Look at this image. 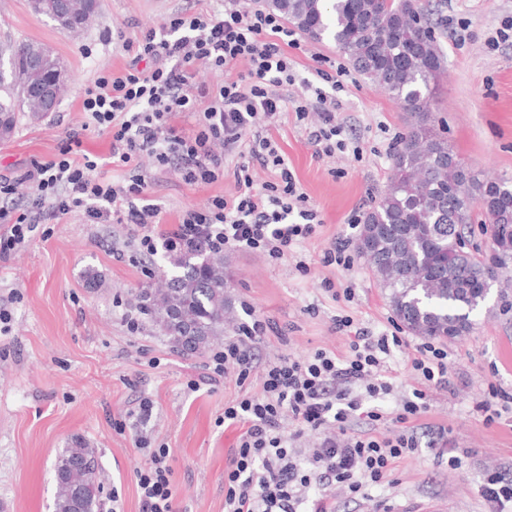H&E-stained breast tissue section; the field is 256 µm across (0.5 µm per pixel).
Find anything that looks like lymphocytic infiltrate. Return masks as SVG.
<instances>
[{"instance_id": "obj_1", "label": "lymphocytic infiltrate", "mask_w": 512, "mask_h": 512, "mask_svg": "<svg viewBox=\"0 0 512 512\" xmlns=\"http://www.w3.org/2000/svg\"><path fill=\"white\" fill-rule=\"evenodd\" d=\"M294 29L275 12L224 0L221 13L183 10L127 41L124 70L97 75L87 86L82 110L86 127L111 137L112 165L125 170L114 182L97 175L95 155L82 150L78 132L48 160H34L22 173L0 172V259L25 245L40 224L79 213L90 224H123L131 232L129 260L152 275L158 250L200 244L263 254L278 264L292 260L300 273L310 265L297 247L312 237L321 219L297 187L279 142L270 130L284 112L296 122L317 157L361 159L359 137L337 119V97L350 77L344 66L312 53L317 82L297 84L289 49L299 48ZM223 75L213 89L192 82L195 68ZM193 121L191 132L177 118ZM237 156V191L215 195L184 209L175 227L160 230V208L146 192L141 156L156 170L178 169L190 184L224 177V157ZM245 318L204 368L210 380L234 378L245 388L259 377L261 391L224 405V418L241 425L224 471V512H334L337 493L369 499L393 462L419 452L412 424L429 407L428 390H414L391 422L393 433L359 434L356 423L381 421L374 401L391 395L382 371L393 351L412 349V369L437 390L448 388V352L430 341L410 344L398 334L379 335L335 316L331 329L346 334L349 354L318 349L300 359L258 362L256 346L279 335L277 324L245 307ZM293 432H285V423ZM324 432L314 448L297 442L305 430ZM136 472L140 512H174L170 449L151 448Z\"/></svg>"}]
</instances>
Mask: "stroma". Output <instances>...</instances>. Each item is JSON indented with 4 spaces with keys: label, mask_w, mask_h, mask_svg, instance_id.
<instances>
[{
    "label": "stroma",
    "mask_w": 512,
    "mask_h": 512,
    "mask_svg": "<svg viewBox=\"0 0 512 512\" xmlns=\"http://www.w3.org/2000/svg\"><path fill=\"white\" fill-rule=\"evenodd\" d=\"M185 0H98L95 22L78 33L60 29L36 13L30 0H0V34L47 46L62 62L67 92L56 111L39 118L21 115L15 133L0 140V171H19L32 160L58 153L69 131L81 133L82 148L105 158L110 140L83 130L85 88L103 71L120 72L128 55L116 32L135 37L184 7ZM440 16L464 20L468 39L457 44L445 26L436 35L444 73L431 108L441 118L439 132L455 155L480 177H512V45L488 50L485 38L512 16V0H445ZM340 98L339 115L351 119L363 140V158L333 161L315 157L295 122L283 116L273 136L279 141L297 185L322 218L316 233L298 250L309 265L301 274L292 261L273 264L259 253H224V294L242 321V303L274 320L288 341L268 338L259 358L302 357L323 348L348 353L347 336L333 332V316H348L374 333L392 330L397 319L386 293L362 256L351 268L324 265L327 248L351 235V216L369 210L392 173L386 131H407L413 119L379 86L354 76ZM148 192L162 208V227L171 229L179 213L214 195L236 191L233 163L224 178L208 186L183 181L179 171L162 173L142 158ZM127 230L120 224H89L72 213L45 225L9 260L0 261V295L15 293L8 334H0V512H53L55 462L73 440L96 451L102 485L98 512H112L120 497L123 512H139L135 471L147 460L136 442L173 451L172 484L176 512H224V469L239 430L224 426L225 402L237 394L234 379H204L202 364L222 348L233 328L193 354H180L153 324L143 335L127 333L115 299L137 303L141 289L158 287L140 267L118 259ZM98 277L88 282L86 268ZM352 288L351 300H334L323 279ZM473 332L449 341L450 391H434L430 407L416 423L419 453L396 460L370 499L336 498V512H375L384 500L401 507L411 501H446L451 512H488L478 489L488 470L512 477V417L485 424L472 403L489 382L512 389V288L493 292L471 313ZM156 366H149V359ZM386 381L394 387L382 404L398 402L421 388L405 353L387 361ZM450 431L451 446L436 443L438 427ZM469 450L460 468L448 466L450 450Z\"/></svg>",
    "instance_id": "1"
}]
</instances>
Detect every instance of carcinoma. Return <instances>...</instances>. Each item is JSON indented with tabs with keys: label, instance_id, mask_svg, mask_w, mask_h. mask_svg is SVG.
Returning a JSON list of instances; mask_svg holds the SVG:
<instances>
[{
	"label": "carcinoma",
	"instance_id": "cac0c4a2",
	"mask_svg": "<svg viewBox=\"0 0 512 512\" xmlns=\"http://www.w3.org/2000/svg\"><path fill=\"white\" fill-rule=\"evenodd\" d=\"M69 29L89 21L88 0H68ZM268 6L315 40L331 39L352 67L383 88L416 123L394 155L387 188L367 212L358 249L389 291L395 315L417 336L454 340L468 335L473 289L512 280V179H482L448 149L431 124L430 106L444 72L429 8L420 0H269ZM42 57L35 72L31 60ZM62 68L44 46L0 37V138L18 113L46 112L29 86ZM479 224L498 257L491 268L471 250L465 230ZM166 287L144 288L139 299L163 335L182 354L224 333V256L202 245L168 257ZM55 512H96L100 489L93 449L75 442L57 458Z\"/></svg>",
	"mask_w": 512,
	"mask_h": 512
}]
</instances>
